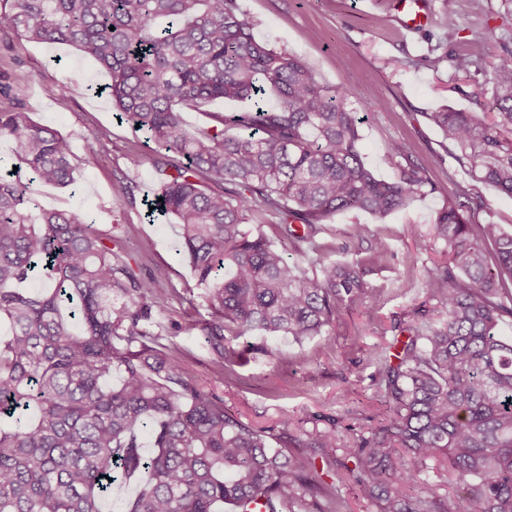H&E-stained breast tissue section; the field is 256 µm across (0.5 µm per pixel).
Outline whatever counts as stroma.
Segmentation results:
<instances>
[{
    "mask_svg": "<svg viewBox=\"0 0 512 512\" xmlns=\"http://www.w3.org/2000/svg\"><path fill=\"white\" fill-rule=\"evenodd\" d=\"M257 39L299 58L319 80L344 86L350 109L362 112L361 158L378 178L395 171L384 159L386 141H403L412 159L424 166L434 193L377 221L364 212L329 216L316 235L332 261L359 260L368 288L364 300L345 309L329 335L297 343L282 336L225 334L224 367L204 331L208 318L202 290L181 251L174 220L148 223L144 200L160 186L152 159L155 146L143 132L122 121L107 95L108 81L97 63L74 48L27 41L0 25V110L15 108L50 126L67 141L77 166L66 188L32 181L13 157L10 143H0V174L14 170L28 193L44 209H81L112 248L133 258L136 273L170 293L149 331L182 352V367L195 386L215 393L226 410L243 423L266 430L271 447L284 446L300 431L335 420L369 432L386 406L373 352H395L422 320L445 318L447 308L424 288L428 268L443 260V244L432 226L449 200L468 204L478 224H498L512 231V198L477 182L454 156V148L432 123L430 113L447 108L476 110L492 98L495 62H512V0H428L431 20L420 32L407 33L394 0H238ZM458 23L445 38L443 14ZM448 55L439 67L424 62L427 51ZM469 55L477 64L469 73L453 60ZM67 94H60V86ZM146 158L125 200L111 189L127 171V155ZM139 229L127 236L129 225ZM366 229L358 249H350L355 225ZM416 225L420 235L407 228ZM387 249L374 255V235ZM348 458L335 451L333 462L317 461L326 483L336 487V512H377L358 497L347 470Z\"/></svg>",
    "mask_w": 512,
    "mask_h": 512,
    "instance_id": "obj_1",
    "label": "stroma"
}]
</instances>
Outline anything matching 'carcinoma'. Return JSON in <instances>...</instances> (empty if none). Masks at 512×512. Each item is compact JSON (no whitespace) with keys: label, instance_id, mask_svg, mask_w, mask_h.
<instances>
[{"label":"carcinoma","instance_id":"carcinoma-1","mask_svg":"<svg viewBox=\"0 0 512 512\" xmlns=\"http://www.w3.org/2000/svg\"><path fill=\"white\" fill-rule=\"evenodd\" d=\"M3 20L30 42L93 58L115 110L156 144V207L177 219L220 367L225 330L301 343L366 294L350 265L289 263L265 227L296 252L316 251L331 214L381 220L435 190L396 139L384 146L396 175L377 178L345 90L256 39L237 0H0ZM492 83L496 119L429 118L476 179L512 197V64ZM218 100L253 107L224 115L211 111ZM186 111L215 125L189 135ZM1 141L41 183L75 182L67 142L27 113L0 111ZM30 205L25 186L1 174L0 322L10 335L0 340V512H102L112 483L140 473L124 512H252L259 502L264 512H324L332 486L310 477L313 462L270 447L265 431L189 383L180 350L144 328L164 293L84 211L34 216ZM434 233L447 261L427 270L425 288L448 318L376 354L384 419L367 435L331 421L293 443L344 449L358 494L379 512H512V338L498 333L512 318V233L472 223L456 202ZM37 276L39 288L24 287ZM439 455L455 486L424 496L420 465Z\"/></svg>","mask_w":512,"mask_h":512}]
</instances>
